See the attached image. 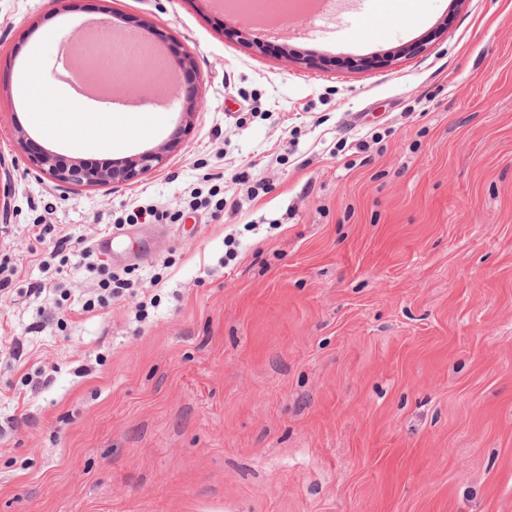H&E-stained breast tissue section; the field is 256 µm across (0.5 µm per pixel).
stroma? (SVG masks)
Returning a JSON list of instances; mask_svg holds the SVG:
<instances>
[{
  "instance_id": "obj_1",
  "label": "stroma",
  "mask_w": 512,
  "mask_h": 512,
  "mask_svg": "<svg viewBox=\"0 0 512 512\" xmlns=\"http://www.w3.org/2000/svg\"><path fill=\"white\" fill-rule=\"evenodd\" d=\"M375 2L290 60L228 2L0 0V512H512V0H391L377 38ZM101 16L188 52L204 105L161 167L71 189L18 132L84 160L95 113L149 118L117 162L181 118L81 98L59 38ZM107 225L134 287L101 297ZM81 256L85 270L95 277H99L98 286L101 290H110L111 294L118 296L122 290L129 288V280L112 272L104 260L100 259L94 244L85 245L81 250Z\"/></svg>"
}]
</instances>
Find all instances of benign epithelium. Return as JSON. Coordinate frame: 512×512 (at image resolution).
<instances>
[{"mask_svg": "<svg viewBox=\"0 0 512 512\" xmlns=\"http://www.w3.org/2000/svg\"><path fill=\"white\" fill-rule=\"evenodd\" d=\"M186 84L181 124L172 136L171 143L157 150L146 151L135 158L124 161L121 165L99 167L76 160L67 163L53 151L34 144L23 132L18 138L19 148L30 156V160L39 171L63 184L92 187L130 182L161 166L165 160V153L178 147L181 138L188 133L194 111L198 106V94L195 79L186 78Z\"/></svg>", "mask_w": 512, "mask_h": 512, "instance_id": "benign-epithelium-1", "label": "benign epithelium"}]
</instances>
